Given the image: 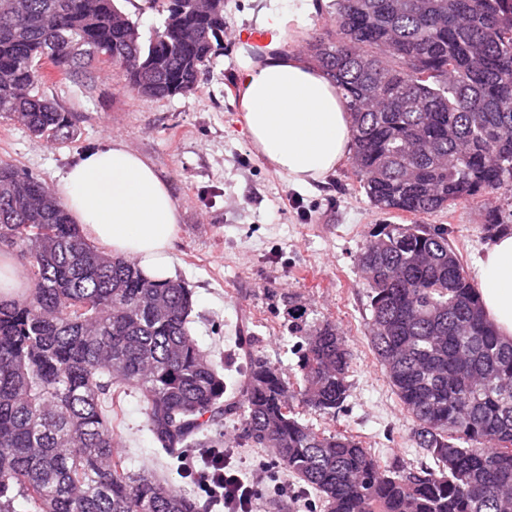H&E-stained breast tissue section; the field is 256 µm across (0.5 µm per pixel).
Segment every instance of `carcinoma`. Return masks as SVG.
<instances>
[{
    "label": "carcinoma",
    "instance_id": "1",
    "mask_svg": "<svg viewBox=\"0 0 512 512\" xmlns=\"http://www.w3.org/2000/svg\"><path fill=\"white\" fill-rule=\"evenodd\" d=\"M149 38L119 0H0V118L66 141L69 113L41 92L43 61L76 80L95 62L141 97L197 91L222 49L224 0H152ZM334 33L315 40L352 117L359 188L387 216L432 215L512 191V0H333ZM366 331L434 465L383 464L355 438L325 435L296 408L334 415L350 354L330 322L298 334L295 387L249 359L240 396L191 336L193 293L152 281L91 244L38 178L0 160V252L30 281L0 300V512H201L174 483L115 456L112 415L138 395L155 442L218 448L224 416L314 493L320 512H512V339L497 335L448 240L427 224H376L361 253Z\"/></svg>",
    "mask_w": 512,
    "mask_h": 512
}]
</instances>
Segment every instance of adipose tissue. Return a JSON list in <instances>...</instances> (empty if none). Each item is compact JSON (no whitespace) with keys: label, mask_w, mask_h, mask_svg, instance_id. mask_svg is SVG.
<instances>
[{"label":"adipose tissue","mask_w":512,"mask_h":512,"mask_svg":"<svg viewBox=\"0 0 512 512\" xmlns=\"http://www.w3.org/2000/svg\"><path fill=\"white\" fill-rule=\"evenodd\" d=\"M309 11L308 0H288L266 13L258 26L274 30V37L237 58L249 139L271 167L301 187L335 171L351 146V117L327 74L281 51L283 33ZM54 194L90 241L135 260L148 279L171 278L169 250L181 211L147 158L118 140L97 146L61 173ZM478 279L488 320L512 338V232L494 237Z\"/></svg>","instance_id":"adipose-tissue-1"}]
</instances>
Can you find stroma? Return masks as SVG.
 I'll return each mask as SVG.
<instances>
[{"instance_id":"1","label":"stroma","mask_w":512,"mask_h":512,"mask_svg":"<svg viewBox=\"0 0 512 512\" xmlns=\"http://www.w3.org/2000/svg\"><path fill=\"white\" fill-rule=\"evenodd\" d=\"M273 0H224V47L213 57L196 93L165 99L138 97L119 72L94 65L82 82L43 85L46 96L69 113L76 136L59 143L33 136L0 119V159L54 187L58 173L84 151L117 138L148 158L170 184L181 208L171 251L174 278L193 292L192 334L206 357L221 361L227 396L238 395L249 356L259 355L293 384L302 374L292 351L286 310L295 302L309 321L332 322L351 352L348 397L336 416L301 410L303 421L325 433L341 432L372 449L381 462L421 460L411 422L390 388L365 332L368 290L356 257L373 225L388 223L369 204L350 163L324 182L298 187L276 173L252 147L238 97L236 29L255 28ZM332 29L327 0H313L303 24L285 39V53L308 57L310 43ZM512 215V193H498L452 212L425 216L448 230L465 269L476 274L492 237L486 210ZM224 454L243 476L267 474L263 493L287 488L278 507L265 512H310L287 472H273V451L248 444L240 417L224 420ZM117 453L133 471L167 475L157 456L137 395L120 410Z\"/></svg>"}]
</instances>
